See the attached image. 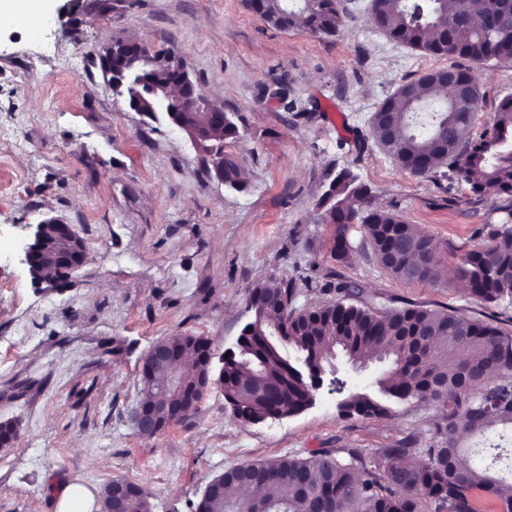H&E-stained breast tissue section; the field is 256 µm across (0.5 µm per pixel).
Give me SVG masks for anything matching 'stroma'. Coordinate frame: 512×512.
I'll use <instances>...</instances> for the list:
<instances>
[{"label": "stroma", "mask_w": 512, "mask_h": 512, "mask_svg": "<svg viewBox=\"0 0 512 512\" xmlns=\"http://www.w3.org/2000/svg\"><path fill=\"white\" fill-rule=\"evenodd\" d=\"M369 2L342 0L352 19L333 36L278 30L244 0H48L37 31L0 26V125L14 138L0 153V422L18 424L0 448V512H60V486L97 493L114 479L147 492L151 512H194L206 484L238 464L427 444L434 405L347 416L342 394L325 389L297 416L252 425L210 387L188 419L140 435L132 413L150 347L191 332L222 354L247 321L250 289L268 279L292 283L299 311L336 302L348 282L390 306L493 312L512 331V303L491 312L457 282L392 279L362 226L348 234L350 260H337L335 227L317 220L318 196L350 167L380 206L432 239L442 267L491 230L495 196L466 204L465 183L446 192L374 144L368 119L378 104L447 61L379 33ZM118 36L175 51L209 103L234 116L241 137L224 152L243 191L209 178L198 149L164 116L133 111L113 93L99 53ZM475 74L483 103L471 137L512 94V63ZM282 85L289 98H316L320 111L287 110L275 94ZM452 194L463 205L449 206ZM50 217L72 224L89 249L88 264L63 284L32 282L23 262L32 225Z\"/></svg>", "instance_id": "35a3bbf8"}]
</instances>
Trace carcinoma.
Returning a JSON list of instances; mask_svg holds the SVG:
<instances>
[{"label": "carcinoma", "instance_id": "obj_1", "mask_svg": "<svg viewBox=\"0 0 512 512\" xmlns=\"http://www.w3.org/2000/svg\"><path fill=\"white\" fill-rule=\"evenodd\" d=\"M341 0H248L271 26L288 30L299 24L313 33L334 35L349 16ZM473 0H371L380 31L392 41L427 55L446 57L448 70L471 78L462 64L512 62V5L483 0L479 22L472 21ZM116 73L122 75L130 109L153 114L156 94L181 82L180 56L157 52L143 42L116 39ZM439 69L398 86L370 117L372 136L393 163L412 174L422 169L448 184L464 182L474 199L492 194L495 228L481 248L465 253L450 277L468 285L469 297L488 305L512 299V95L496 106L493 124L477 139L465 140L481 108L478 83L454 95L443 92ZM169 98L175 118L200 137L208 154L224 152V141L239 136L233 119L194 105L203 88ZM224 185L241 190L238 165L224 157ZM372 191L350 168L341 169L315 207L320 223L336 225L334 252L351 255L347 233L364 227L379 265L401 283H437L443 272L432 241L389 209L371 205ZM342 299L297 312L290 307V283L272 278L249 293L253 322L228 359L221 391L237 417L251 423L266 415L296 416L315 397L311 379L341 355L356 367L386 364L372 389L345 398L347 414L382 417L393 405L411 400L439 408L426 448L407 438L368 456L357 448H338L306 457L284 455L232 467L224 472V490L201 496L195 512H483L490 501L512 512V448L503 445L512 432V332L454 309L405 304L382 308L363 298L355 283L339 286ZM281 338L269 344L274 330ZM166 345L162 363L141 369V403L170 422L179 406L182 418L196 408L204 363L211 346L191 333L159 339ZM190 358L194 372L181 373L183 394L165 379L173 364ZM502 429L498 438L490 432ZM115 503L117 512H151L148 496L129 481ZM253 485L259 497L231 488Z\"/></svg>", "mask_w": 512, "mask_h": 512}]
</instances>
